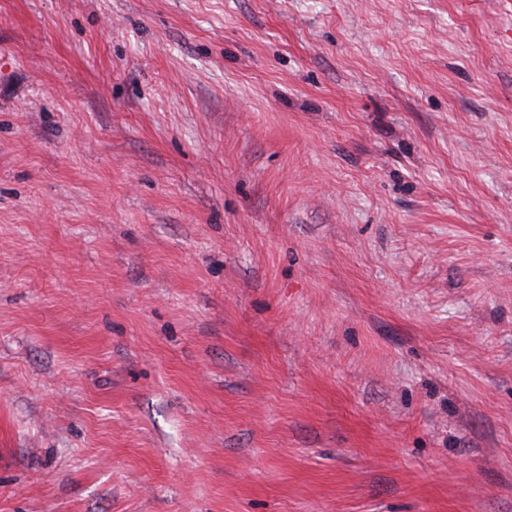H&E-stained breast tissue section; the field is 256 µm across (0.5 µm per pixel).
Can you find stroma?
Instances as JSON below:
<instances>
[{"label":"stroma","instance_id":"1","mask_svg":"<svg viewBox=\"0 0 512 512\" xmlns=\"http://www.w3.org/2000/svg\"><path fill=\"white\" fill-rule=\"evenodd\" d=\"M0 512H512V0H0Z\"/></svg>","mask_w":512,"mask_h":512}]
</instances>
